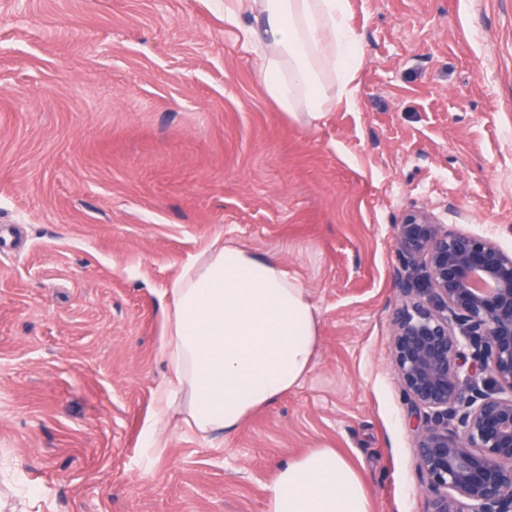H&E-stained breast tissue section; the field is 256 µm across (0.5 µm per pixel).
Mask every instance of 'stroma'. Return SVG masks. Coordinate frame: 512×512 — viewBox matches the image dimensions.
Segmentation results:
<instances>
[{"instance_id":"obj_1","label":"stroma","mask_w":512,"mask_h":512,"mask_svg":"<svg viewBox=\"0 0 512 512\" xmlns=\"http://www.w3.org/2000/svg\"><path fill=\"white\" fill-rule=\"evenodd\" d=\"M351 107L282 112L224 0H0V512H265L336 449L372 512H427L393 367L391 226L512 250V0H348ZM308 290L305 380L229 436L146 437L159 293L214 241Z\"/></svg>"}]
</instances>
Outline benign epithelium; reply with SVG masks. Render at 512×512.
Wrapping results in <instances>:
<instances>
[{"instance_id": "benign-epithelium-1", "label": "benign epithelium", "mask_w": 512, "mask_h": 512, "mask_svg": "<svg viewBox=\"0 0 512 512\" xmlns=\"http://www.w3.org/2000/svg\"><path fill=\"white\" fill-rule=\"evenodd\" d=\"M392 235V354L427 512H512V252L425 208Z\"/></svg>"}]
</instances>
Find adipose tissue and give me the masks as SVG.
<instances>
[{
  "label": "adipose tissue",
  "instance_id": "obj_1",
  "mask_svg": "<svg viewBox=\"0 0 512 512\" xmlns=\"http://www.w3.org/2000/svg\"><path fill=\"white\" fill-rule=\"evenodd\" d=\"M256 26L240 28L241 13ZM227 24L258 54L261 81L288 117L313 125L357 92L359 42L347 0H230ZM160 347L171 375L156 392L148 449L161 456L171 413L201 436L229 435L296 388L311 371L320 319L306 288L275 255L213 243L161 294ZM266 512H371L358 470L332 448L290 457L269 489Z\"/></svg>",
  "mask_w": 512,
  "mask_h": 512
}]
</instances>
